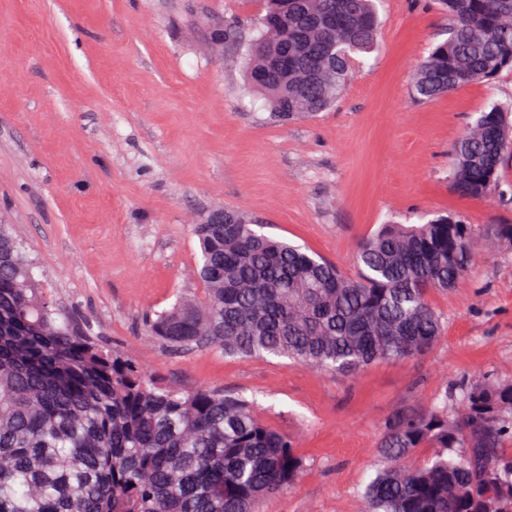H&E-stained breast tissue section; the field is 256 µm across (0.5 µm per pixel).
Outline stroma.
I'll use <instances>...</instances> for the list:
<instances>
[{"mask_svg": "<svg viewBox=\"0 0 512 512\" xmlns=\"http://www.w3.org/2000/svg\"><path fill=\"white\" fill-rule=\"evenodd\" d=\"M259 0H0V224L63 313L152 378L256 400L302 456L266 512H357L388 416L476 370L512 379V250L476 255L469 287L434 291L446 329L428 354L354 376L218 350L171 354L150 312L200 294L193 233L215 210L354 270L395 221L456 214L512 224V161L480 199L452 188L469 122L512 105V70L431 100L418 64L445 40L437 0H380L376 50L314 119L280 123L246 81ZM235 36L225 40V29Z\"/></svg>", "mask_w": 512, "mask_h": 512, "instance_id": "stroma-1", "label": "stroma"}]
</instances>
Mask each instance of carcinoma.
Masks as SVG:
<instances>
[{
	"label": "carcinoma",
	"mask_w": 512,
	"mask_h": 512,
	"mask_svg": "<svg viewBox=\"0 0 512 512\" xmlns=\"http://www.w3.org/2000/svg\"><path fill=\"white\" fill-rule=\"evenodd\" d=\"M448 38L419 65L430 99L512 69V0H440ZM247 79L278 121L314 118L345 91L379 33L375 0H265ZM288 69L265 84L269 47ZM512 107L494 106L456 149L454 190L479 199L512 159ZM232 224L196 226L203 295L146 324L174 353L213 348L346 375L424 355L445 321L430 292L462 287L481 238L454 215L381 224L356 251L357 274L285 239ZM486 235L512 248V224ZM420 448L437 452L413 462ZM361 512H512V379L483 371L427 407L384 423ZM304 462L255 402L222 389L174 388L102 348L46 298L32 263L0 225V512H257Z\"/></svg>",
	"instance_id": "cac0c4a2"
}]
</instances>
